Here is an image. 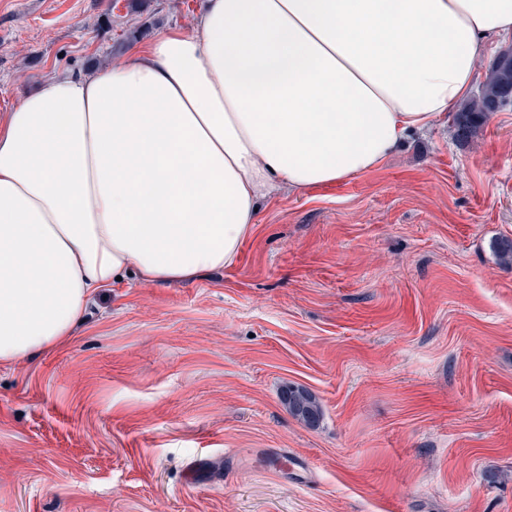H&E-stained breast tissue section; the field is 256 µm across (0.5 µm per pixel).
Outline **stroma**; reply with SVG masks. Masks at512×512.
<instances>
[{
  "label": "stroma",
  "mask_w": 512,
  "mask_h": 512,
  "mask_svg": "<svg viewBox=\"0 0 512 512\" xmlns=\"http://www.w3.org/2000/svg\"><path fill=\"white\" fill-rule=\"evenodd\" d=\"M206 0H0V113ZM512 109L263 201L234 263L102 289L0 367V512H512ZM302 386L322 416L281 402ZM296 467L272 477L267 457ZM207 455L216 478L190 484Z\"/></svg>",
  "instance_id": "1"
}]
</instances>
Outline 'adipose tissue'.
I'll return each instance as SVG.
<instances>
[{"instance_id": "adipose-tissue-1", "label": "adipose tissue", "mask_w": 512, "mask_h": 512, "mask_svg": "<svg viewBox=\"0 0 512 512\" xmlns=\"http://www.w3.org/2000/svg\"><path fill=\"white\" fill-rule=\"evenodd\" d=\"M512 38V0H207L0 114V365L72 336L117 277L232 264L261 200L375 170Z\"/></svg>"}]
</instances>
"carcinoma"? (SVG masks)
<instances>
[{"label": "carcinoma", "mask_w": 512, "mask_h": 512, "mask_svg": "<svg viewBox=\"0 0 512 512\" xmlns=\"http://www.w3.org/2000/svg\"><path fill=\"white\" fill-rule=\"evenodd\" d=\"M512 89V63L492 65L485 76L478 95L466 103L453 117L457 135L474 134L487 120L488 114L500 107L502 97ZM493 249L501 263L512 266V239L502 238ZM290 414L308 425L315 424L321 415L318 401L302 388H292L283 397Z\"/></svg>", "instance_id": "cac0c4a2"}]
</instances>
